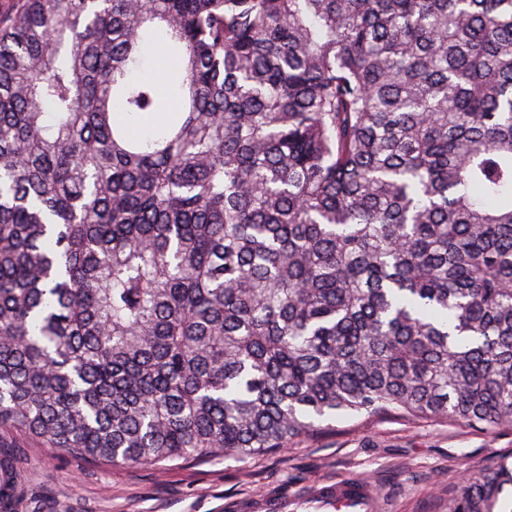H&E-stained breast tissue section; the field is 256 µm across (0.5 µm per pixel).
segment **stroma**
<instances>
[{
	"label": "stroma",
	"mask_w": 512,
	"mask_h": 512,
	"mask_svg": "<svg viewBox=\"0 0 512 512\" xmlns=\"http://www.w3.org/2000/svg\"><path fill=\"white\" fill-rule=\"evenodd\" d=\"M334 432L262 456L187 458L160 467L75 459L30 438L0 450L11 466L0 512H277L336 480L363 478L381 512H445L464 474L512 455V430L397 418L336 419Z\"/></svg>",
	"instance_id": "35a3bbf8"
}]
</instances>
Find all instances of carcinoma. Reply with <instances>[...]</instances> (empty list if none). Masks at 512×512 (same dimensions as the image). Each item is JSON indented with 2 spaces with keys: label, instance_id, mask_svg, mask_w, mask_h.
<instances>
[{
  "label": "carcinoma",
  "instance_id": "1",
  "mask_svg": "<svg viewBox=\"0 0 512 512\" xmlns=\"http://www.w3.org/2000/svg\"><path fill=\"white\" fill-rule=\"evenodd\" d=\"M338 416L512 428V0H0V448Z\"/></svg>",
  "mask_w": 512,
  "mask_h": 512
}]
</instances>
